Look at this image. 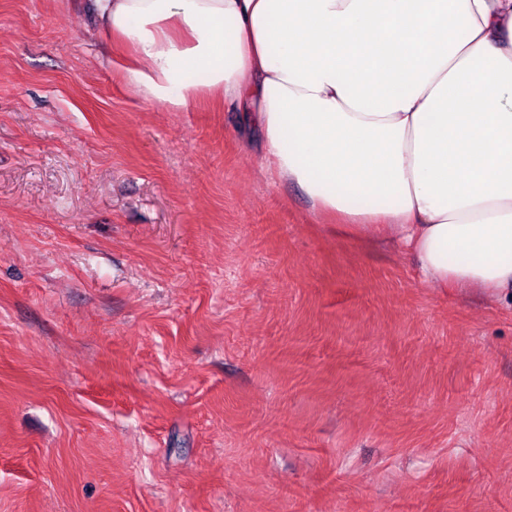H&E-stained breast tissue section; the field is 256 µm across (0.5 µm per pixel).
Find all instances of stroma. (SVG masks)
Segmentation results:
<instances>
[{
  "instance_id": "obj_1",
  "label": "stroma",
  "mask_w": 512,
  "mask_h": 512,
  "mask_svg": "<svg viewBox=\"0 0 512 512\" xmlns=\"http://www.w3.org/2000/svg\"><path fill=\"white\" fill-rule=\"evenodd\" d=\"M0 512H512V291L336 235L90 0H0Z\"/></svg>"
}]
</instances>
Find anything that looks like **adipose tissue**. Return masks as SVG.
Segmentation results:
<instances>
[{
    "instance_id": "ef3b65f1",
    "label": "adipose tissue",
    "mask_w": 512,
    "mask_h": 512,
    "mask_svg": "<svg viewBox=\"0 0 512 512\" xmlns=\"http://www.w3.org/2000/svg\"><path fill=\"white\" fill-rule=\"evenodd\" d=\"M124 82L211 99L349 234L436 286L512 288V0H94Z\"/></svg>"
}]
</instances>
